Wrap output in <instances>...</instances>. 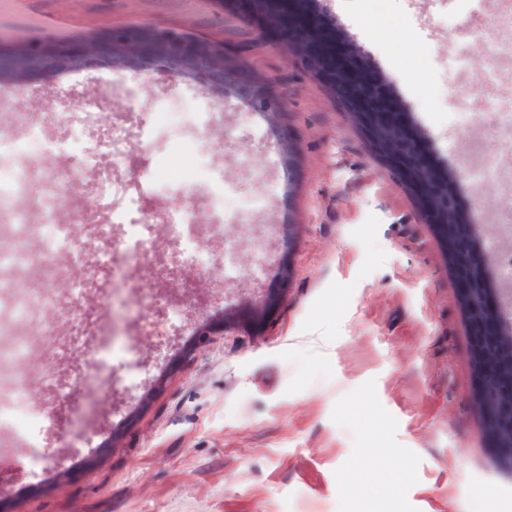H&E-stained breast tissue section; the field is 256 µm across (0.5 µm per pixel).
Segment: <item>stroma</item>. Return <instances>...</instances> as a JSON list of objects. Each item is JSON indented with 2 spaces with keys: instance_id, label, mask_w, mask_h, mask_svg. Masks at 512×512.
<instances>
[{
  "instance_id": "1",
  "label": "stroma",
  "mask_w": 512,
  "mask_h": 512,
  "mask_svg": "<svg viewBox=\"0 0 512 512\" xmlns=\"http://www.w3.org/2000/svg\"><path fill=\"white\" fill-rule=\"evenodd\" d=\"M370 3L320 0L389 79L433 160L455 175L461 204L496 240L493 217L505 204L466 174L470 141L453 120L483 81L512 94V67L482 55L491 15L476 33L455 0H387L381 13ZM129 24L236 49L272 81L284 112L276 129L199 82L159 79L134 103L112 106L113 122L132 132L125 178L160 168L154 206L165 213L181 203L176 158L219 173L230 200L268 183L273 192L248 228L231 215L227 239H205L206 270L170 258L174 275L164 280L156 265L134 274L119 260L99 291L80 293L75 260L58 253L56 334L13 369L48 428L36 449L0 433V457L11 461L0 469V512H512V470L497 462L475 406L472 339L447 250L323 85L294 59L257 47L252 26L218 0H0V42ZM133 81L91 69L50 88H7L0 132L9 113L41 121L71 95ZM161 99L185 112L213 108L205 131L179 123L184 150L171 151L167 129L153 125ZM148 127L147 150L137 133ZM283 128L295 142L289 163ZM290 222L297 235L283 281L276 264ZM228 241L237 256L229 272ZM142 288L184 307L175 335H143ZM271 292L280 304L255 324L241 301ZM77 296L95 314L97 341L136 339L143 377L133 390L120 386L117 364L74 384L85 373L84 339L63 307ZM222 311L223 332L197 342L200 325ZM37 453L48 464L33 472Z\"/></svg>"
}]
</instances>
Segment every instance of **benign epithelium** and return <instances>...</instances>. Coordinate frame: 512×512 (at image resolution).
Here are the masks:
<instances>
[{
  "label": "benign epithelium",
  "mask_w": 512,
  "mask_h": 512,
  "mask_svg": "<svg viewBox=\"0 0 512 512\" xmlns=\"http://www.w3.org/2000/svg\"><path fill=\"white\" fill-rule=\"evenodd\" d=\"M300 0L285 18H272L254 7V0H226V5L251 22L260 43L278 48L300 60L310 77L322 81L332 97L355 110L371 150L402 178L424 169L429 179L420 184L426 212L438 221L453 224L463 212L457 190L438 186L442 176L423 136H401L397 127L410 128L409 114L397 103L390 81L362 54L336 21L317 5ZM171 78H191L211 90L235 98L270 122L283 112L269 80L223 45L185 37L181 31L154 25L108 27L65 41L51 38L27 40L23 45L0 44V83L11 79L23 86L34 80L50 84L61 76L99 67L122 70L153 83L156 67ZM448 261L459 284L460 299L472 333L475 365L474 395L481 410V428L499 461L512 467V385L491 382L494 366L483 359L487 342L512 331L488 320L500 294L490 288L492 267L488 254L475 238L448 241ZM479 265L485 281L483 304L470 301L472 267Z\"/></svg>",
  "instance_id": "7a95c632"
}]
</instances>
